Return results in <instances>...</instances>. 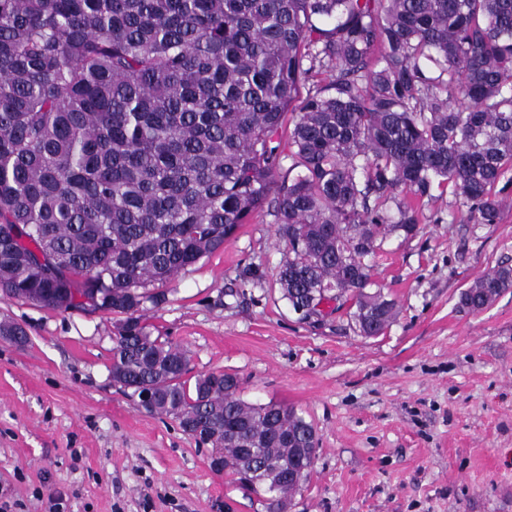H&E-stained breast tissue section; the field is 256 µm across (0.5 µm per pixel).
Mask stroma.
Instances as JSON below:
<instances>
[{"label": "stroma", "mask_w": 512, "mask_h": 512, "mask_svg": "<svg viewBox=\"0 0 512 512\" xmlns=\"http://www.w3.org/2000/svg\"><path fill=\"white\" fill-rule=\"evenodd\" d=\"M495 224L463 219L452 194L419 203L410 239L372 257L395 300L384 335L327 304L302 319L275 273L273 216L144 303L152 335L187 351L191 375H236L249 403L276 402L316 428L319 447L290 512H512V289L489 306L462 292L512 266V170ZM29 341L0 340V505L7 512H265L176 418L146 412L111 376L118 315L0 299Z\"/></svg>", "instance_id": "35a3bbf8"}]
</instances>
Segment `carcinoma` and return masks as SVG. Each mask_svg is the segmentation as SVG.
<instances>
[{
	"label": "carcinoma",
	"instance_id": "obj_1",
	"mask_svg": "<svg viewBox=\"0 0 512 512\" xmlns=\"http://www.w3.org/2000/svg\"><path fill=\"white\" fill-rule=\"evenodd\" d=\"M511 168L512 0H0V297L62 310L98 293L124 316L113 381L154 388L150 412L236 482L253 449L266 512L297 488L261 463L315 460L313 425L245 402L232 374L189 384L143 303L267 212L288 305L344 297L359 335L380 336L395 303L370 291L368 258L419 223L398 196L449 185L467 220L497 224ZM511 288L498 266L461 302Z\"/></svg>",
	"mask_w": 512,
	"mask_h": 512
}]
</instances>
